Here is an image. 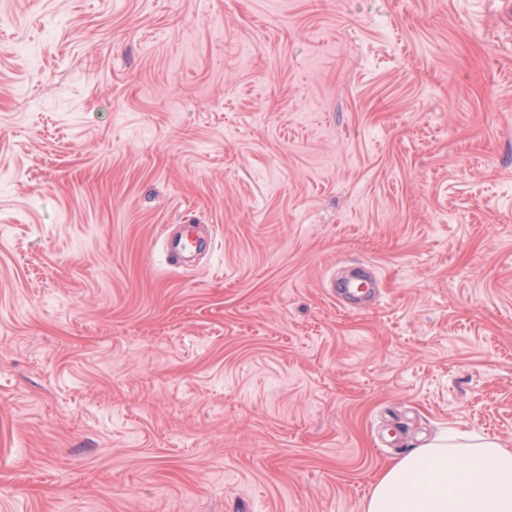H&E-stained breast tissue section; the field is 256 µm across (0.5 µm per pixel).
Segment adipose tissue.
Masks as SVG:
<instances>
[{
    "mask_svg": "<svg viewBox=\"0 0 512 512\" xmlns=\"http://www.w3.org/2000/svg\"><path fill=\"white\" fill-rule=\"evenodd\" d=\"M366 512H512V450L478 434L429 443L378 476Z\"/></svg>",
    "mask_w": 512,
    "mask_h": 512,
    "instance_id": "ef3b65f1",
    "label": "adipose tissue"
}]
</instances>
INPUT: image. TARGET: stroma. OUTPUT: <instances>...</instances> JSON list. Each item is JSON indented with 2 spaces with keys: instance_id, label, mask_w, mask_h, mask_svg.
<instances>
[{
  "instance_id": "obj_1",
  "label": "stroma",
  "mask_w": 512,
  "mask_h": 512,
  "mask_svg": "<svg viewBox=\"0 0 512 512\" xmlns=\"http://www.w3.org/2000/svg\"><path fill=\"white\" fill-rule=\"evenodd\" d=\"M450 432L512 448V0H0V512H365ZM160 239L165 244L169 263L174 266H180L188 252H210L215 244L213 232L198 224H182L176 235L171 234L170 226L164 225ZM367 279L369 283L356 284L352 280L336 281L334 278L329 284L330 294L337 304L350 311L364 310L375 303L379 291L377 278L372 271L368 272Z\"/></svg>"
}]
</instances>
